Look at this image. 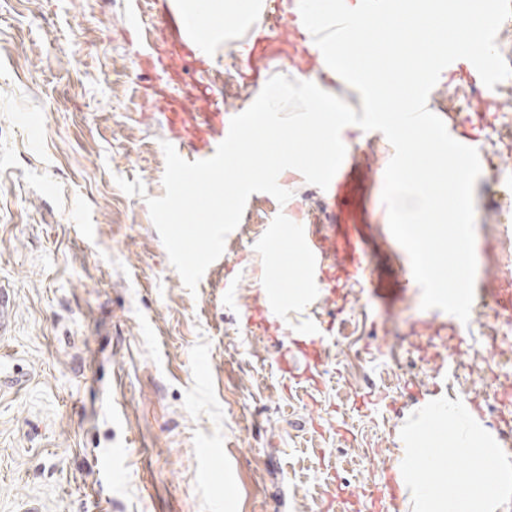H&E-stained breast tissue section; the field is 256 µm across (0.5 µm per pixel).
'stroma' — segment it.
I'll return each instance as SVG.
<instances>
[{
	"label": "stroma",
	"instance_id": "stroma-1",
	"mask_svg": "<svg viewBox=\"0 0 512 512\" xmlns=\"http://www.w3.org/2000/svg\"><path fill=\"white\" fill-rule=\"evenodd\" d=\"M126 0H0V286L14 296L0 333V512H323L328 476L346 496L335 512H412L410 491L376 502L400 456V430L424 402L479 405L498 435L512 417L488 398L491 348L479 317L455 321L408 289L383 319L356 282L335 300L286 307L277 336L328 323L319 388L286 383L276 338L243 327L264 283L288 291L301 276L288 247L251 252L276 218L325 213L317 186L294 169V208L257 193L225 240L224 264L189 291L152 222L164 194L167 131L151 111V76L133 65ZM478 146L476 279L502 276L512 208L484 206L487 189L512 198V88ZM361 146L359 221L373 260L407 256L381 200L393 148L384 134L343 128ZM142 181L130 196L117 178ZM238 283L225 298L226 276ZM454 323L456 337L420 331Z\"/></svg>",
	"mask_w": 512,
	"mask_h": 512
}]
</instances>
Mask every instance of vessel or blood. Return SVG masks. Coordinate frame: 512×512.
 Listing matches in <instances>:
<instances>
[{
    "instance_id": "1",
    "label": "vessel or blood",
    "mask_w": 512,
    "mask_h": 512,
    "mask_svg": "<svg viewBox=\"0 0 512 512\" xmlns=\"http://www.w3.org/2000/svg\"><path fill=\"white\" fill-rule=\"evenodd\" d=\"M302 40L303 32L281 9L268 11L266 24L253 39L249 53L239 59L236 76L255 89H262L271 70L273 55L270 47L284 37ZM196 34L189 18L173 4L158 13L154 31L146 50L137 55L136 65L152 73L155 83L172 77V60L193 64L199 79L195 81L190 99H159L157 107L165 117L167 141L176 151H189L194 159L204 160L214 155L226 138L233 111L216 101V91L208 77L212 72L207 60L195 49ZM451 77L462 76L467 85L481 90L483 83L473 64L465 59L451 63L445 69ZM501 104L491 96L481 95L462 130L458 142L477 146L489 125V115L501 111ZM361 152L347 150L344 161L333 177L322 198L332 216L330 224H305L294 228L297 245L305 260L304 279L315 292L332 291L338 279L363 281L368 288V301L381 315L390 316L407 289L416 281L410 264H403L398 272L370 266L371 249L363 225L357 224L353 214L354 175L361 165ZM481 295L492 302L498 316L512 318V286L501 284L482 289ZM280 302L268 297L262 307L248 310L247 328L271 329L277 327ZM327 329L322 322L311 324L296 341L298 364L303 371L320 367L327 354Z\"/></svg>"
}]
</instances>
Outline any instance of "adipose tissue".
Here are the masks:
<instances>
[{"label": "adipose tissue", "mask_w": 512, "mask_h": 512, "mask_svg": "<svg viewBox=\"0 0 512 512\" xmlns=\"http://www.w3.org/2000/svg\"><path fill=\"white\" fill-rule=\"evenodd\" d=\"M177 7L196 21V33L207 49H214L220 36L238 28L243 19L260 10L259 0H177Z\"/></svg>", "instance_id": "ef3b65f1"}]
</instances>
